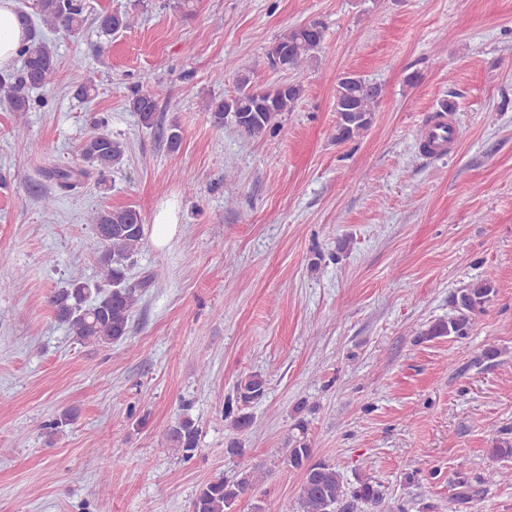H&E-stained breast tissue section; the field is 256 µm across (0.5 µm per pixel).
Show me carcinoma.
<instances>
[{
    "instance_id": "obj_1",
    "label": "carcinoma",
    "mask_w": 512,
    "mask_h": 512,
    "mask_svg": "<svg viewBox=\"0 0 512 512\" xmlns=\"http://www.w3.org/2000/svg\"><path fill=\"white\" fill-rule=\"evenodd\" d=\"M34 9L41 26L65 35H76L86 18L84 0H34ZM20 22L28 29V43L19 50L23 66L17 71L0 75V95L7 98L12 111L28 112L32 108L26 91L47 85L56 74V50L40 34L25 13ZM95 21L100 33L110 36L134 24L129 13L104 12ZM324 27L317 21L291 27L283 32L268 52L271 62L284 71H298L320 60ZM304 93L298 81H283L270 89L258 90L243 75L238 80L237 93L229 98L210 99L205 109L210 112L217 128L232 125L251 138H261L273 131L279 116L293 110ZM380 93L372 90L369 81L355 74L337 79L332 98L337 114L335 139L352 141L364 134L373 121ZM132 111L141 124L153 127L157 112L154 97L135 92L129 100ZM107 120L96 124L102 131L87 137L80 146L81 157L99 175L98 184H106V174L120 167L125 159L127 145L112 137L106 130ZM89 176V171L75 167H52L46 177L59 190H71ZM88 222L100 239L103 250L98 260V271L93 281H74L48 298L55 319L66 327L75 341L84 345L110 347L127 338L131 332V318L138 301L137 287L129 283L128 270L134 264L144 244V222L140 212L132 207L99 209L89 215ZM493 293L492 281L484 279L452 295L448 319L439 320L421 332L425 339L452 336L463 339L472 330L476 316L484 312ZM267 392V380L252 373L236 385L237 406L227 403L224 417L230 420L233 431L242 435L253 424L250 404L261 400ZM309 422L298 419L288 435L287 447L282 449L289 468L303 475L296 512H357L373 507L382 512L385 503L381 484L370 476H359L355 482L344 480L339 469L326 461H312L313 448L308 436ZM199 428L189 413V405L164 430V438L183 461L194 457L198 448ZM256 477L243 471L231 480L219 477L199 488L191 501V512H231L232 505L245 495ZM468 473L455 472L453 480L455 499L464 503L474 495Z\"/></svg>"
}]
</instances>
